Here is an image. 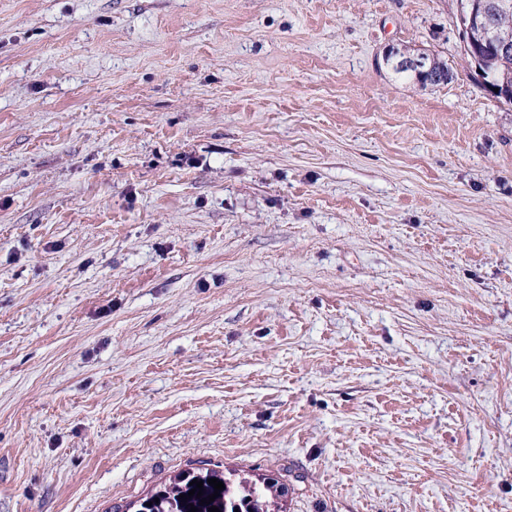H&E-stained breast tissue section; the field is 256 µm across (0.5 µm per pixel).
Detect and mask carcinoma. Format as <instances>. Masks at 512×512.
<instances>
[{"instance_id":"1","label":"carcinoma","mask_w":512,"mask_h":512,"mask_svg":"<svg viewBox=\"0 0 512 512\" xmlns=\"http://www.w3.org/2000/svg\"><path fill=\"white\" fill-rule=\"evenodd\" d=\"M211 478H217L225 485V489L219 491V496L211 502L220 512H270L267 496L277 483L264 481L259 485L234 471L226 473L205 467L186 470L155 488L140 500L136 512H189L192 506L197 508V512H208V505L201 504L197 496L183 502L180 495L188 494L191 490L189 483L197 479L203 482V497L209 498L214 494V488L207 483Z\"/></svg>"}]
</instances>
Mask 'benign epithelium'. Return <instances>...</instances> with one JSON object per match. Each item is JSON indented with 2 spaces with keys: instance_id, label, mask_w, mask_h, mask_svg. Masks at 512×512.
<instances>
[{
  "instance_id": "1",
  "label": "benign epithelium",
  "mask_w": 512,
  "mask_h": 512,
  "mask_svg": "<svg viewBox=\"0 0 512 512\" xmlns=\"http://www.w3.org/2000/svg\"><path fill=\"white\" fill-rule=\"evenodd\" d=\"M490 5L486 0H459V19L463 30L464 55L474 63L479 73H490L486 81L489 91L496 98L512 100V75L490 68L495 61L505 62L512 58V37L498 29L489 17ZM415 75L416 80L431 77L433 62L425 54L409 53L391 47L383 55Z\"/></svg>"
}]
</instances>
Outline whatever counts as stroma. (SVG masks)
<instances>
[{
    "mask_svg": "<svg viewBox=\"0 0 512 512\" xmlns=\"http://www.w3.org/2000/svg\"><path fill=\"white\" fill-rule=\"evenodd\" d=\"M202 466L512 512V107L457 0H0V512ZM387 60H390L393 65V73L398 75V77L413 81L414 77L411 73L415 75L416 80H422L423 78L431 77V72L433 71V62L435 64V70L439 72L437 79L430 80V83H420L421 85H431V86H439L448 84V81L452 79V73L448 66L440 61L438 58L433 56V62L429 59L425 54L417 52V53H408L405 49L391 47L388 48L384 55L383 61L386 63ZM403 68L406 70L398 69ZM411 72V73H410Z\"/></svg>",
    "mask_w": 512,
    "mask_h": 512,
    "instance_id": "35a3bbf8",
    "label": "stroma"
}]
</instances>
